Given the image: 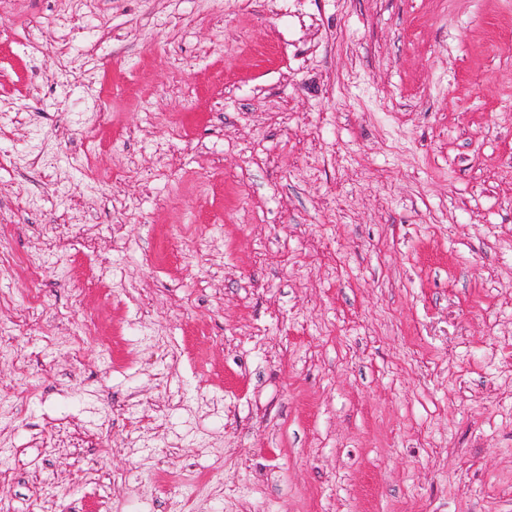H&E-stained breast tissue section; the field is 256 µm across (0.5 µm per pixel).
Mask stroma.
<instances>
[{"mask_svg": "<svg viewBox=\"0 0 512 512\" xmlns=\"http://www.w3.org/2000/svg\"><path fill=\"white\" fill-rule=\"evenodd\" d=\"M223 2L0 0V503L512 512V0Z\"/></svg>", "mask_w": 512, "mask_h": 512, "instance_id": "1", "label": "stroma"}]
</instances>
